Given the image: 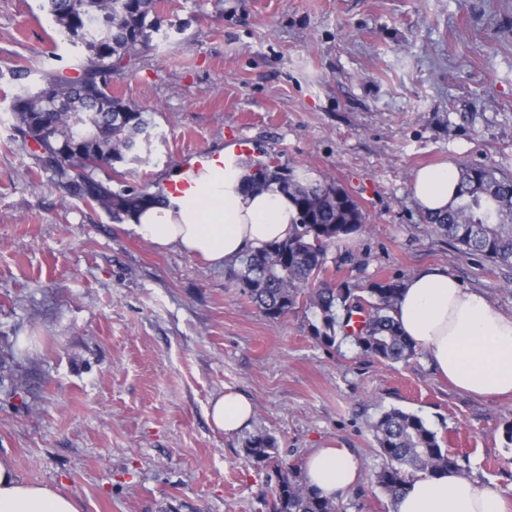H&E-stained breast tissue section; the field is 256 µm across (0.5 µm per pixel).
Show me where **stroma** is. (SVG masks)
<instances>
[{
    "instance_id": "obj_1",
    "label": "stroma",
    "mask_w": 512,
    "mask_h": 512,
    "mask_svg": "<svg viewBox=\"0 0 512 512\" xmlns=\"http://www.w3.org/2000/svg\"><path fill=\"white\" fill-rule=\"evenodd\" d=\"M160 16L182 33L112 81L155 134L123 186L168 184L243 138L246 162L334 179L361 205L333 281L445 267L512 312V267L431 232L410 194L417 168L447 160L512 179V0H163ZM61 60L73 52L39 0H0V456L23 480L79 512H270L275 481L245 451L269 435L289 463L348 449L346 512H392L369 425L395 407L512 504L511 397L456 390L422 351L382 364L324 347L303 312L266 318L228 267L156 250L37 171L13 137L10 72ZM231 390L255 409L234 435L207 418Z\"/></svg>"
}]
</instances>
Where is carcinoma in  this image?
I'll return each instance as SVG.
<instances>
[{
    "mask_svg": "<svg viewBox=\"0 0 512 512\" xmlns=\"http://www.w3.org/2000/svg\"><path fill=\"white\" fill-rule=\"evenodd\" d=\"M159 2L42 0L40 8L52 17L63 40L78 49V73L33 66L12 71V128L35 154L38 168L51 172L70 195L102 208L116 221L164 197L145 188L115 190L112 178L97 177L116 163L141 164L150 145L153 124L148 114L112 95V76L133 68L152 49L153 35L161 28ZM46 123L84 139L82 156L60 157L43 137ZM271 180L287 186L298 209L295 231L283 241L249 249L239 267L229 272L235 287L271 320L300 308L310 313L311 336L324 346L348 339L360 355L382 363L415 356V345L391 316L400 282H375L366 298L345 282L336 287L323 282L329 250L365 227L358 202L332 180L310 183L286 166L257 164V186ZM426 220L432 231L459 244L464 253L512 267V180L497 177L495 169L460 165L457 202ZM357 314L362 324L355 330L350 321ZM370 428L384 460L374 483L393 502L417 473L466 472L459 457L442 447L437 432L415 413L391 408ZM246 451L275 474L274 512H344L337 499L321 495L300 465L279 458L272 437H253Z\"/></svg>",
    "mask_w": 512,
    "mask_h": 512,
    "instance_id": "carcinoma-1",
    "label": "carcinoma"
}]
</instances>
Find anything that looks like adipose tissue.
<instances>
[{
    "label": "adipose tissue",
    "mask_w": 512,
    "mask_h": 512,
    "mask_svg": "<svg viewBox=\"0 0 512 512\" xmlns=\"http://www.w3.org/2000/svg\"><path fill=\"white\" fill-rule=\"evenodd\" d=\"M249 166L210 163L191 177L182 195L147 203L124 221L157 249L178 248L214 265L237 262L250 248L283 240L294 231L298 210L278 186L256 189ZM411 193L423 213L446 211L457 193V169L444 163L419 169ZM404 334L457 389L477 397L512 395V313L464 287L446 269L409 278L392 312ZM253 414L243 395L227 392L210 403L208 418L224 433L248 427ZM323 495L354 491L359 466L344 448H321L304 464ZM0 512H79L73 498L29 483L11 459L0 456ZM394 512H506L498 488L456 472L413 477Z\"/></svg>",
    "instance_id": "obj_1"
}]
</instances>
